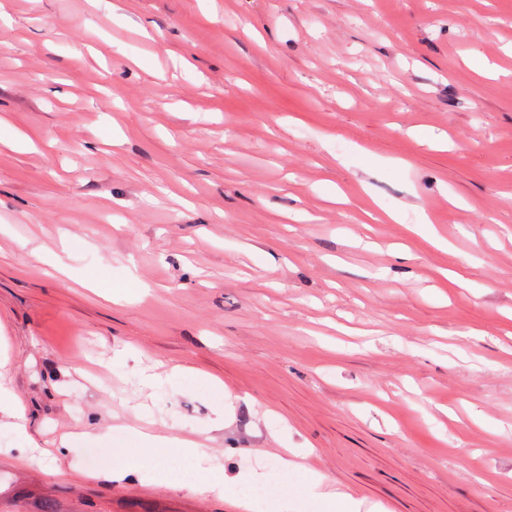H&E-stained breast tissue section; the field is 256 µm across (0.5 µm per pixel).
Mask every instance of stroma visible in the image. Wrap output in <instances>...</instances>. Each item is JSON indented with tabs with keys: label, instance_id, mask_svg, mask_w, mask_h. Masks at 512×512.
I'll list each match as a JSON object with an SVG mask.
<instances>
[{
	"label": "stroma",
	"instance_id": "stroma-1",
	"mask_svg": "<svg viewBox=\"0 0 512 512\" xmlns=\"http://www.w3.org/2000/svg\"><path fill=\"white\" fill-rule=\"evenodd\" d=\"M0 17V512H512V0ZM132 432L141 442L149 445L151 448H154L156 458L164 457L165 454L163 448H170V445L175 441L179 448H183L186 454L195 455L203 451L202 448H199L200 445L193 440H179L171 439L166 436H156L139 429H133ZM311 492L317 499L334 503L335 505L336 500H338L346 509L345 512H361L365 506L363 499L354 497L346 492L338 491L325 476L318 473L314 474Z\"/></svg>",
	"mask_w": 512,
	"mask_h": 512
}]
</instances>
